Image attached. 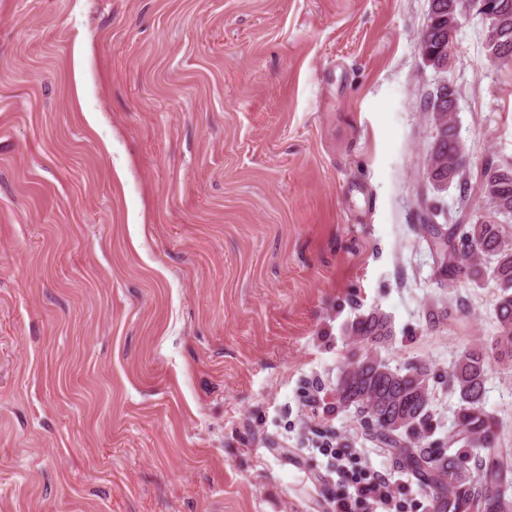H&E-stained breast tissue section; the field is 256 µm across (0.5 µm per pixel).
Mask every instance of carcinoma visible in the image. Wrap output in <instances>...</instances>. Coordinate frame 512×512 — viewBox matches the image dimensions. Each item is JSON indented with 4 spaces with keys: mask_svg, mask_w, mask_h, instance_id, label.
<instances>
[{
    "mask_svg": "<svg viewBox=\"0 0 512 512\" xmlns=\"http://www.w3.org/2000/svg\"><path fill=\"white\" fill-rule=\"evenodd\" d=\"M501 51L493 63L512 67V24L500 38ZM429 150L448 157V166L436 173L448 187L463 178L464 145L453 117H448L439 140ZM475 187L492 214L512 216V164L485 161L476 173ZM419 206L426 223L419 231L429 250L441 261L446 281L465 277L474 282L487 275L499 293L495 304L497 333L494 344L500 358L512 361V233L494 220L480 223L460 213L451 224H435L438 207L423 195ZM345 332L369 351L352 355L336 379V402L360 416L366 435L416 480L426 501L425 512H512V455L501 450L497 423L485 406L487 354L473 346L458 357L448 374V386L458 394V410L448 433L435 441L428 421L434 399L433 374L425 363L391 368L378 356L377 347L391 340L392 321L373 310L351 320ZM478 448V463L470 466L458 448Z\"/></svg>",
    "mask_w": 512,
    "mask_h": 512,
    "instance_id": "carcinoma-1",
    "label": "carcinoma"
}]
</instances>
